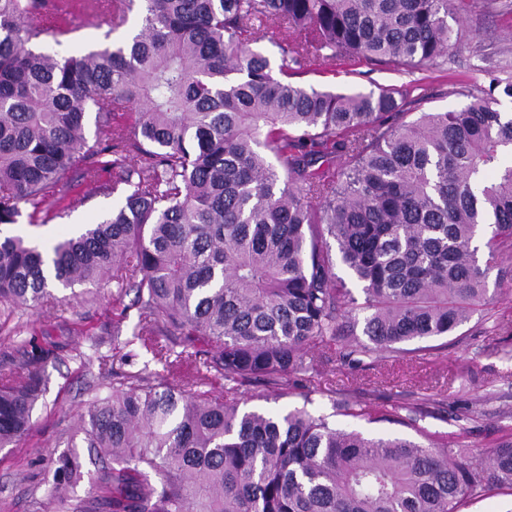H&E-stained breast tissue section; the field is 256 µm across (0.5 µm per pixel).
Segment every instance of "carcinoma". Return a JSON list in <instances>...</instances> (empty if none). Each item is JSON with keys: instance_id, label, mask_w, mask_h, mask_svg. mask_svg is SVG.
Wrapping results in <instances>:
<instances>
[{"instance_id": "carcinoma-1", "label": "carcinoma", "mask_w": 512, "mask_h": 512, "mask_svg": "<svg viewBox=\"0 0 512 512\" xmlns=\"http://www.w3.org/2000/svg\"><path fill=\"white\" fill-rule=\"evenodd\" d=\"M92 2L113 31L139 9L140 29L84 54L37 50L71 29L31 27V0H0V227L73 168L112 174L120 199L49 262L0 238V303L53 304L58 289L109 278L135 293L140 347L187 374L170 386L144 369L85 404L70 447L102 464L92 491L110 512H460L512 488V433L486 457L456 454L416 426L425 401L403 415L335 400L412 426L413 439L235 401L248 379L300 380L311 349L393 357L493 299L489 274L512 251V114L498 109L512 83L489 71L466 107L409 121L395 89L298 81L320 59L438 65L458 36L448 0ZM261 28L292 35L290 63L253 48ZM160 324L181 350L159 340ZM46 380L42 353L0 379V448L25 435ZM82 479L79 457L59 456L54 498Z\"/></svg>"}]
</instances>
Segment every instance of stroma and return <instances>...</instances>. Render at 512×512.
<instances>
[{
    "label": "stroma",
    "mask_w": 512,
    "mask_h": 512,
    "mask_svg": "<svg viewBox=\"0 0 512 512\" xmlns=\"http://www.w3.org/2000/svg\"><path fill=\"white\" fill-rule=\"evenodd\" d=\"M70 24L72 33L58 42L45 38L44 47L59 53L89 51L107 41L121 42L129 33L125 27L110 31L104 14L95 9L74 16ZM490 70L512 81V0H468L456 44L434 68L405 71L366 61L348 65L321 59L301 81L337 93L405 89L407 109L416 116L466 107L471 92L486 85ZM62 184L39 208L23 206L16 231L50 244L83 225L99 223L117 204L116 197L80 178L78 171L67 172ZM488 282L501 286L496 299L455 332L433 339L432 352L367 357L355 367L332 354L320 360L306 384L277 390L252 381L240 386L236 399L245 407L274 411L304 405L340 429L411 437L413 428L342 414L329 392L350 391L376 410L405 408L427 395L435 401V412L422 420V427L446 434L451 447L488 454L503 434L512 432V258L499 260ZM133 299L106 281L77 287L74 297L51 307L0 313V378L22 360L28 341L51 353L48 390L33 412L29 433L18 446L0 449V512H72L71 505L53 501L50 491L55 461L66 453L77 416L94 394V379L82 372L75 350L93 336L99 341L97 354L117 355L116 372L141 370L149 356L130 341L139 323ZM117 317L123 320L124 339L118 346L112 343ZM467 402L473 404L475 418L457 421Z\"/></svg>",
    "instance_id": "1"
}]
</instances>
